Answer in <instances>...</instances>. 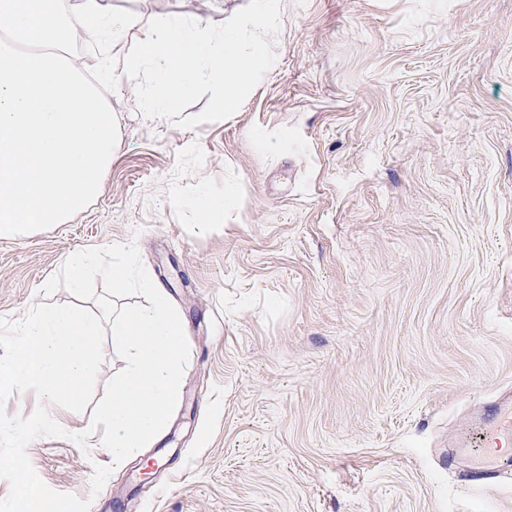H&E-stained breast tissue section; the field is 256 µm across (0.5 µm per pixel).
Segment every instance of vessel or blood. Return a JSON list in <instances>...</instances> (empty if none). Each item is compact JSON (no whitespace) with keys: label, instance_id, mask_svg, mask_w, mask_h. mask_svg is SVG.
Here are the masks:
<instances>
[{"label":"vessel or blood","instance_id":"b4317fda","mask_svg":"<svg viewBox=\"0 0 512 512\" xmlns=\"http://www.w3.org/2000/svg\"><path fill=\"white\" fill-rule=\"evenodd\" d=\"M478 423L483 448L471 455L454 444L448 449V459L466 461L472 474L489 482L507 467L501 451L512 446V401L506 399L496 403L479 416Z\"/></svg>","mask_w":512,"mask_h":512}]
</instances>
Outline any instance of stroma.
<instances>
[{"instance_id":"obj_1","label":"stroma","mask_w":512,"mask_h":512,"mask_svg":"<svg viewBox=\"0 0 512 512\" xmlns=\"http://www.w3.org/2000/svg\"><path fill=\"white\" fill-rule=\"evenodd\" d=\"M274 3L233 112L200 77L146 119L158 62L117 51L100 195L0 238V315L75 303L43 289L64 258L133 241L190 344L165 435L97 496L107 448L30 462L91 512H512V482L442 458L512 397V0ZM247 4L112 0L214 36Z\"/></svg>"}]
</instances>
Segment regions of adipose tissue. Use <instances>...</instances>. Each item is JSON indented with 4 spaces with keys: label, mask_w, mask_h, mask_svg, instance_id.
<instances>
[{
    "label": "adipose tissue",
    "mask_w": 512,
    "mask_h": 512,
    "mask_svg": "<svg viewBox=\"0 0 512 512\" xmlns=\"http://www.w3.org/2000/svg\"><path fill=\"white\" fill-rule=\"evenodd\" d=\"M85 33L92 40L102 38L122 43L132 30H139L145 54L153 56L161 69L160 97L147 106L148 117L161 118L164 100L188 92L193 75L209 77L219 88L225 111H236L250 91L252 74L262 64L260 58L244 57L248 34L271 16L268 0H251L241 16L221 39L205 36L198 23L173 17L141 25L131 16L113 14L108 0H81Z\"/></svg>",
    "instance_id": "adipose-tissue-1"
}]
</instances>
